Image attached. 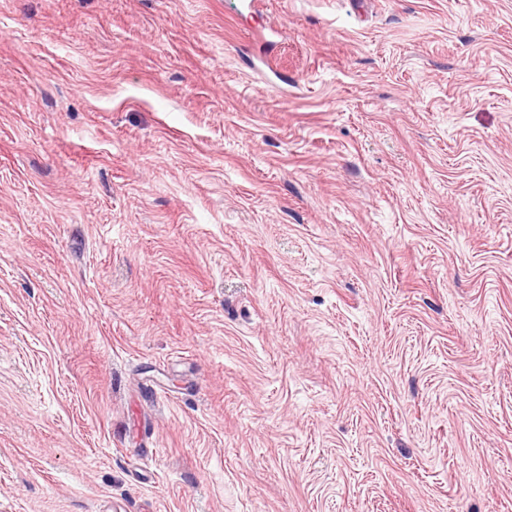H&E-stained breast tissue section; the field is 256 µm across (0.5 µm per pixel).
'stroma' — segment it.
<instances>
[{"mask_svg":"<svg viewBox=\"0 0 512 512\" xmlns=\"http://www.w3.org/2000/svg\"><path fill=\"white\" fill-rule=\"evenodd\" d=\"M0 512H512V0H0Z\"/></svg>","mask_w":512,"mask_h":512,"instance_id":"stroma-1","label":"stroma"}]
</instances>
